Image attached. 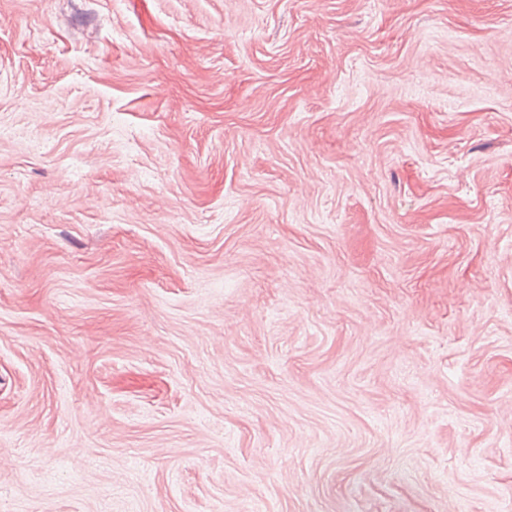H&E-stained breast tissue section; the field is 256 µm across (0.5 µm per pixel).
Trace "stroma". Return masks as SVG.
Returning <instances> with one entry per match:
<instances>
[{"label":"stroma","instance_id":"35a3bbf8","mask_svg":"<svg viewBox=\"0 0 512 512\" xmlns=\"http://www.w3.org/2000/svg\"><path fill=\"white\" fill-rule=\"evenodd\" d=\"M0 512H512V0H0Z\"/></svg>","mask_w":512,"mask_h":512}]
</instances>
